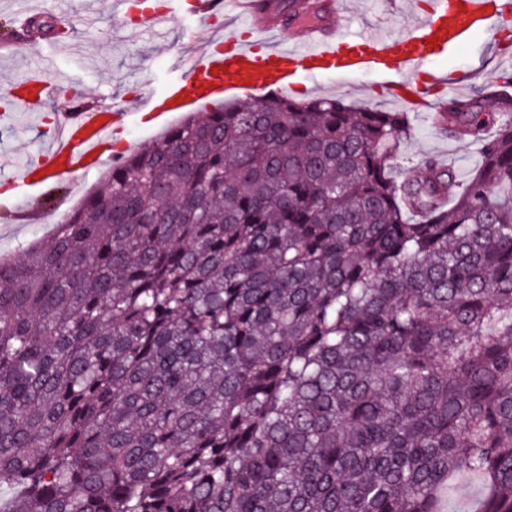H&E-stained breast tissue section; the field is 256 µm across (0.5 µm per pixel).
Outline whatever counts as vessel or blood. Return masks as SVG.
Wrapping results in <instances>:
<instances>
[{"label":"vessel or blood","instance_id":"obj_1","mask_svg":"<svg viewBox=\"0 0 512 512\" xmlns=\"http://www.w3.org/2000/svg\"><path fill=\"white\" fill-rule=\"evenodd\" d=\"M236 9L254 39L225 37L223 46L205 49L201 57L178 58V75L146 101L156 124H165L179 110H211L237 92L281 98L293 96L300 76L316 80L332 75L349 78L371 71L382 75L389 98L403 106L425 109L430 86L444 77L427 71L425 62L451 48L467 45L476 34L493 35L501 19L512 16V0H426L422 19L407 32L339 35L336 17L340 0H318V19L302 26L294 46L263 41L266 33H284L281 13L270 0H194L191 19L203 23L216 12ZM52 63L42 60L31 72L13 79L10 91L46 101L56 90ZM124 113L65 112L58 121L53 145L10 177L16 188L19 221L32 222L38 213L33 199L55 194L61 180L95 174Z\"/></svg>","mask_w":512,"mask_h":512}]
</instances>
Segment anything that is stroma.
<instances>
[{
  "instance_id": "1",
  "label": "stroma",
  "mask_w": 512,
  "mask_h": 512,
  "mask_svg": "<svg viewBox=\"0 0 512 512\" xmlns=\"http://www.w3.org/2000/svg\"><path fill=\"white\" fill-rule=\"evenodd\" d=\"M23 5L31 7L36 16L67 14L76 30L68 48L58 47L52 39L0 48V96L7 94V83L21 61L36 64L46 54L55 59L51 77L58 85L41 112L28 111L21 103L14 105V126L0 130V175L16 172L45 141V134L37 126L39 118L68 111L70 89H79L89 107L112 111L126 108L145 91L161 90L173 56L185 50L200 53L212 35L209 25L190 26L176 9L158 28L141 26L136 11L120 10L116 0H0V34L14 24L15 12ZM413 22L414 14L405 0H349L348 10L338 18L337 25L344 34L364 36L379 28L400 33ZM503 38L500 31L489 40L477 36L466 48L434 58L430 69L445 72L450 82L449 87H436L437 98H468L497 89ZM379 82L371 72L361 73L349 83L327 77L318 87L307 89L305 96L392 108ZM411 128L410 137L402 145L406 156H438L454 166L460 179L470 176L478 160L473 147L440 133L424 112L412 114ZM52 231V225L41 222L17 223L13 204L0 192V255L21 258L23 247L48 237Z\"/></svg>"
}]
</instances>
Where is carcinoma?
<instances>
[{
    "instance_id": "obj_1",
    "label": "carcinoma",
    "mask_w": 512,
    "mask_h": 512,
    "mask_svg": "<svg viewBox=\"0 0 512 512\" xmlns=\"http://www.w3.org/2000/svg\"><path fill=\"white\" fill-rule=\"evenodd\" d=\"M494 100L436 118L464 182L327 98L112 163L0 257V512H512V73Z\"/></svg>"
}]
</instances>
